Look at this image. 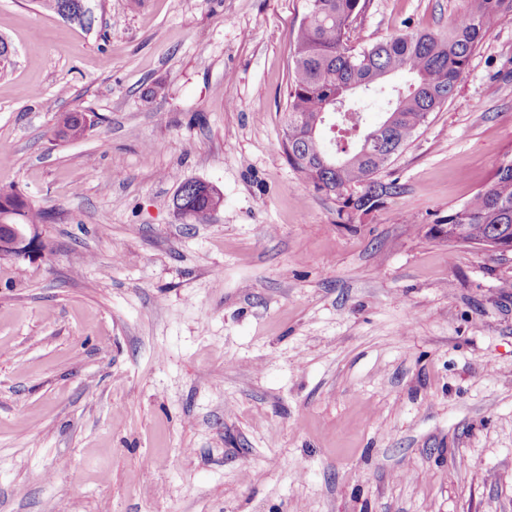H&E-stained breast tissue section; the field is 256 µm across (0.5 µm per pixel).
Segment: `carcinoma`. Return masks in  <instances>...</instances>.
I'll return each mask as SVG.
<instances>
[{
	"instance_id": "cac0c4a2",
	"label": "carcinoma",
	"mask_w": 512,
	"mask_h": 512,
	"mask_svg": "<svg viewBox=\"0 0 512 512\" xmlns=\"http://www.w3.org/2000/svg\"><path fill=\"white\" fill-rule=\"evenodd\" d=\"M467 5L442 33L418 31L384 38L360 48L348 44L349 31L359 15L360 0H307L294 39L292 66L286 87L283 153L288 164L315 190L343 200V207L360 209L377 202L388 187L376 176L393 155L409 144L450 98L492 21L512 13V0H466ZM61 16L83 23L85 13L76 0H43ZM397 73L412 77L392 87L395 105L386 119L369 126L364 106L349 105L337 121L341 139L331 144L317 133L333 97L347 96L354 86L365 94L383 91ZM82 113L65 114L61 123L76 138L83 134ZM360 190L354 196L350 190ZM183 205L201 222L211 197L185 183ZM49 216L21 202L23 224H44ZM450 243L478 246L502 236L512 238V158H503L493 180L437 225Z\"/></svg>"
}]
</instances>
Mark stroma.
Masks as SVG:
<instances>
[{"label":"stroma","mask_w":512,"mask_h":512,"mask_svg":"<svg viewBox=\"0 0 512 512\" xmlns=\"http://www.w3.org/2000/svg\"><path fill=\"white\" fill-rule=\"evenodd\" d=\"M88 3L0 0V187L51 216L0 260V512H512V258L433 229L512 154V17L343 215L282 149L306 0ZM76 1H79L82 10L86 9L80 0H44L43 5L53 9L57 14L67 19L76 20L79 23H84L85 21L89 23V20L85 17L86 13L80 11ZM186 182V181H185ZM180 186V189L182 188L183 184ZM185 186V194L183 198V205L185 208L188 209L190 214L181 208H176L177 212L184 216H190L193 217L195 220L201 222L204 221L209 214L210 208H211V197L203 192L198 191L196 188H194V185L188 181L184 184ZM179 189V191H180Z\"/></svg>","instance_id":"obj_1"}]
</instances>
